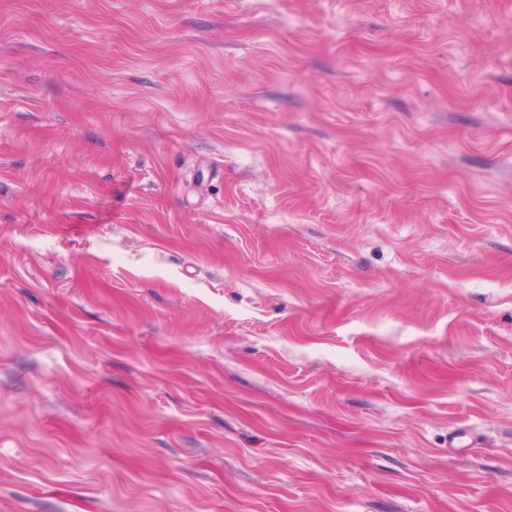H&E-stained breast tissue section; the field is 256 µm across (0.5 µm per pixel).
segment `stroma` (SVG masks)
<instances>
[{
  "mask_svg": "<svg viewBox=\"0 0 512 512\" xmlns=\"http://www.w3.org/2000/svg\"><path fill=\"white\" fill-rule=\"evenodd\" d=\"M0 512H512V0H0Z\"/></svg>",
  "mask_w": 512,
  "mask_h": 512,
  "instance_id": "obj_1",
  "label": "stroma"
}]
</instances>
